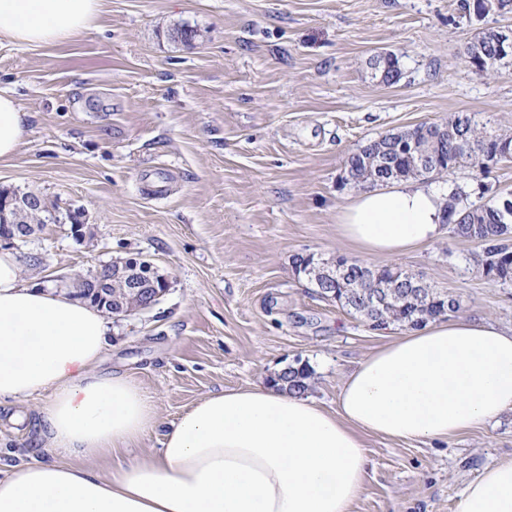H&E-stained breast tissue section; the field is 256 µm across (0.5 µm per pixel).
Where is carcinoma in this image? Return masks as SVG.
<instances>
[{"label":"carcinoma","mask_w":512,"mask_h":512,"mask_svg":"<svg viewBox=\"0 0 512 512\" xmlns=\"http://www.w3.org/2000/svg\"><path fill=\"white\" fill-rule=\"evenodd\" d=\"M511 2L460 0L459 7L464 12L483 17ZM483 50L482 62H470L482 73L491 72L498 62L512 57V50L490 42L484 43ZM386 66L383 81L388 84L399 82L402 72L398 56L390 54ZM448 124L455 125L452 138L436 142L419 130L413 151L396 145L384 151L375 146V140L366 141L348 156L341 183L354 188H372L391 181L434 176L435 169L421 165L417 160L419 156L431 164L437 155L443 169L451 171L467 162L487 169L508 160L506 154L512 155V134L499 133L488 127V123L467 114L457 115L448 120ZM50 207L52 203L45 200L41 209L20 215L11 211L7 219L18 217L23 224L40 227L45 224ZM447 224L454 236L483 242L485 252L479 255L477 265L488 281L502 285L512 283V249L506 245L512 238V198L490 199L474 206L464 202L462 193L453 191L448 195ZM296 267L318 290L324 288L326 279H331L329 287L336 293V302L378 328L397 325L417 329L459 309L455 298L430 287L422 296L415 295L410 273L398 267L375 268L345 257L329 264L316 260L312 254L297 257ZM312 378L310 366L299 360L278 373L281 387L296 394L307 392Z\"/></svg>","instance_id":"obj_1"}]
</instances>
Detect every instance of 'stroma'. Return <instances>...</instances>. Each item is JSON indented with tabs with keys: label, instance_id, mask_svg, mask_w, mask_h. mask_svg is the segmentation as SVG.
Here are the masks:
<instances>
[{
	"label": "stroma",
	"instance_id": "obj_1",
	"mask_svg": "<svg viewBox=\"0 0 512 512\" xmlns=\"http://www.w3.org/2000/svg\"><path fill=\"white\" fill-rule=\"evenodd\" d=\"M459 0H100L67 40H0V92L27 114L24 143L0 163V190L33 192L56 218L12 244L24 282L62 292L97 265L150 260L168 287L152 308L111 321L99 370L131 376L166 424L225 389L265 383L301 360L310 394L336 409L345 376L388 344L321 298L293 258L354 257L337 216L356 188L348 156L391 130L458 113L512 132V58L479 74L462 55L512 10L479 19ZM197 29L185 45L171 28ZM391 51L387 85L369 58ZM468 203L512 198V160L429 180ZM80 214L84 238L66 218ZM477 243L443 233L392 259L459 302V315L512 328V286L477 268ZM48 394L0 401V461L54 459L28 421ZM368 469L352 512H457L465 487L512 460V414L440 442L364 438Z\"/></svg>",
	"mask_w": 512,
	"mask_h": 512
}]
</instances>
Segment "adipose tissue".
Instances as JSON below:
<instances>
[{
    "label": "adipose tissue",
    "instance_id": "adipose-tissue-1",
    "mask_svg": "<svg viewBox=\"0 0 512 512\" xmlns=\"http://www.w3.org/2000/svg\"><path fill=\"white\" fill-rule=\"evenodd\" d=\"M99 0H0V35L49 44L90 29ZM25 112L0 94V161L23 142ZM446 199L410 180L357 195L339 215L359 253L399 256L438 238ZM102 313L23 284L0 250V400L50 392L33 421L45 449L94 458L162 429L150 458L102 474L51 461L0 470V512H351L367 434L444 441L512 412V330L457 318L407 329L346 376L338 408L270 381L213 393L161 428L130 376L97 370ZM458 512H512V461L486 468Z\"/></svg>",
    "mask_w": 512,
    "mask_h": 512
}]
</instances>
